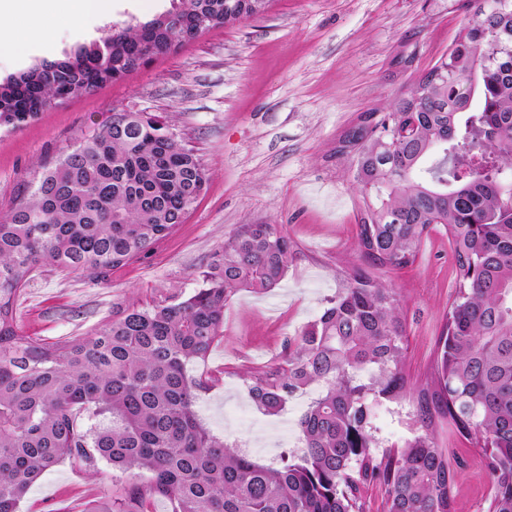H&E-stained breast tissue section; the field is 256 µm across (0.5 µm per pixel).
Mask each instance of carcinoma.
<instances>
[{"instance_id": "obj_1", "label": "carcinoma", "mask_w": 512, "mask_h": 512, "mask_svg": "<svg viewBox=\"0 0 512 512\" xmlns=\"http://www.w3.org/2000/svg\"><path fill=\"white\" fill-rule=\"evenodd\" d=\"M225 2L180 0L7 77L0 126L35 118L64 85L74 96L101 86L118 61L132 70L146 36L156 48L179 37L164 23L169 15L199 21V37ZM511 33L512 7L496 13L482 0L434 65L448 72L430 96L416 101L414 84L374 126L363 117L341 140L354 153L357 184L374 194L357 216L356 250L368 266H411L433 230L448 233L459 281L413 414L421 433L373 454L374 407L407 390L406 346L400 295L362 267L278 361L249 376L250 398L266 415L320 388L297 422L299 453L259 465L202 426L197 392L211 380L190 377L187 365L209 356L237 293H268L284 280L296 244L281 224L240 225L187 296L129 304L65 342L21 333L15 301L35 268L103 281L168 237L204 189V169L168 124L115 112L0 216V512H19L55 466L94 474L102 460L126 478L84 512H156L160 499L169 512H365L371 487L382 492V512H454L448 450L430 430L435 413L480 449L486 512H512ZM406 116L413 133L385 141Z\"/></svg>"}]
</instances>
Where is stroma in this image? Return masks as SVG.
<instances>
[{"mask_svg":"<svg viewBox=\"0 0 512 512\" xmlns=\"http://www.w3.org/2000/svg\"><path fill=\"white\" fill-rule=\"evenodd\" d=\"M476 6L477 0H270L261 15L213 27L18 128L0 127V213L32 191L42 166L75 149L116 112L161 116L207 175L182 224L105 281L48 266L33 272L16 305L23 334L49 343L86 336L117 307L191 293L209 255L239 225H284L297 255L282 286L237 293L224 311L221 339L205 362L188 370L220 376L198 393L196 410L207 430L260 464L276 465L283 452H297L296 423L316 390L296 394L280 414L268 416L248 395V375L277 361L289 337L322 313L326 298L361 264L355 242L363 194L353 157L338 152L339 140L361 115L387 111L448 54ZM170 7L171 0H114L111 19L91 38ZM55 32L51 53H0V79L61 58L79 42L68 27ZM374 275L401 294L407 345V392L380 403L372 420L383 452L415 434L411 415L434 368L458 278L441 231L424 239L414 265ZM432 429L454 468L455 512H482L490 480L476 448L447 419L435 418ZM122 478L104 461L93 475L62 464L35 483L20 512H83Z\"/></svg>","mask_w":512,"mask_h":512,"instance_id":"stroma-1","label":"stroma"}]
</instances>
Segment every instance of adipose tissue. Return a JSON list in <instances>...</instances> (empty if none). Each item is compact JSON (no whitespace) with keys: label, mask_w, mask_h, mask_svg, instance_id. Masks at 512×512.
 <instances>
[{"label":"adipose tissue","mask_w":512,"mask_h":512,"mask_svg":"<svg viewBox=\"0 0 512 512\" xmlns=\"http://www.w3.org/2000/svg\"><path fill=\"white\" fill-rule=\"evenodd\" d=\"M21 11L0 10V45L23 53L33 45L49 42L52 27L47 21L55 0H26Z\"/></svg>","instance_id":"obj_1"}]
</instances>
